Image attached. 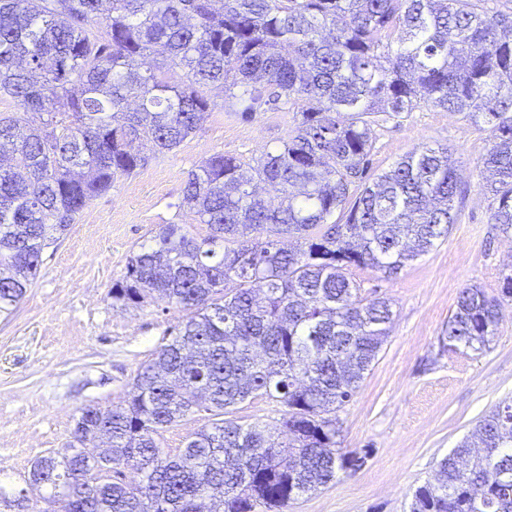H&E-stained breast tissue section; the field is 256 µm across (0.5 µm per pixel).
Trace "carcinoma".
<instances>
[{"label":"carcinoma","mask_w":512,"mask_h":512,"mask_svg":"<svg viewBox=\"0 0 512 512\" xmlns=\"http://www.w3.org/2000/svg\"><path fill=\"white\" fill-rule=\"evenodd\" d=\"M210 84L228 112L282 104L300 121L248 172L222 153L190 171L182 203L208 235L166 225L112 284L117 303L184 317L124 403L82 408L71 453L31 466L27 482L51 489L56 512H284L357 467L338 449L336 410L393 313L347 270L397 274L448 236L465 196L446 147H416L367 183L374 115L424 104L488 127L490 220L512 232L506 13L467 0H0V97L21 112L0 113V315L90 201L195 134ZM269 232L300 244L262 240ZM506 301L512 275L497 296L460 290L448 348L481 351ZM202 395L216 419L168 455L161 432ZM255 398L284 407L280 431L229 417ZM474 434L481 447L466 439L442 459L410 512H512V400ZM126 468L140 480L126 483Z\"/></svg>","instance_id":"carcinoma-1"}]
</instances>
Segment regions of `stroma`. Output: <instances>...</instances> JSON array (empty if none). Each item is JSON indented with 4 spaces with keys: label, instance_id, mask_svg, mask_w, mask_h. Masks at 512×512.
Wrapping results in <instances>:
<instances>
[{
    "label": "stroma",
    "instance_id": "stroma-1",
    "mask_svg": "<svg viewBox=\"0 0 512 512\" xmlns=\"http://www.w3.org/2000/svg\"><path fill=\"white\" fill-rule=\"evenodd\" d=\"M214 101L195 135L178 150L118 180L94 199L43 255L36 281L8 318H0V486L19 499L34 461L68 453L81 408L123 403L139 368L183 318L165 304L113 303L112 284L129 257L154 246L162 228L207 233L182 205L191 170L222 152L254 166L295 130L282 110L251 117ZM369 178L415 147L445 146L460 166L466 196L447 239L387 278L350 268L363 295L391 299V333L351 400L337 412L343 451L363 454L359 468L292 501L288 512H409L416 487L438 461L503 400L512 398V302L482 351L444 350L440 338L462 288L499 294L512 273V235L491 224L494 208L478 167L491 146L487 128L423 105L373 127Z\"/></svg>",
    "mask_w": 512,
    "mask_h": 512
}]
</instances>
